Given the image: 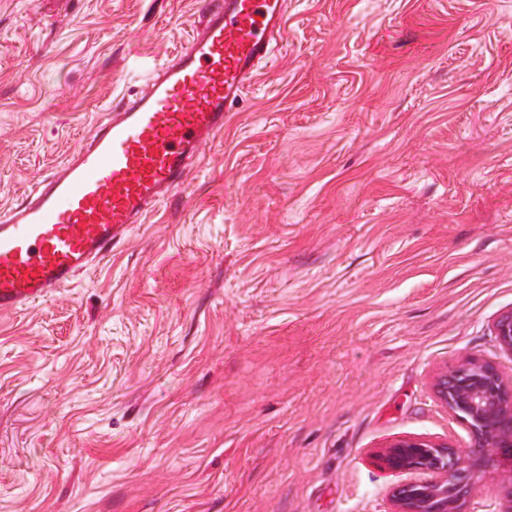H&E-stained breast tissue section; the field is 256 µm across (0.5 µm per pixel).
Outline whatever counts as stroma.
Segmentation results:
<instances>
[{"label":"stroma","instance_id":"stroma-1","mask_svg":"<svg viewBox=\"0 0 512 512\" xmlns=\"http://www.w3.org/2000/svg\"><path fill=\"white\" fill-rule=\"evenodd\" d=\"M197 0H0V209L176 51ZM184 186L0 313V512H392L434 376L512 378V0H288ZM499 346L512 355V310L501 313L493 323Z\"/></svg>","mask_w":512,"mask_h":512}]
</instances>
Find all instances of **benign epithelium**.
Wrapping results in <instances>:
<instances>
[{
  "label": "benign epithelium",
  "instance_id": "obj_1",
  "mask_svg": "<svg viewBox=\"0 0 512 512\" xmlns=\"http://www.w3.org/2000/svg\"><path fill=\"white\" fill-rule=\"evenodd\" d=\"M493 331L501 349L512 355V310L495 319ZM433 390L440 405L467 426L471 443L460 450L403 438L378 449L375 456L385 469L423 475L392 489L394 512H466L484 477L502 467L506 449H512V379L495 363L468 358L439 372Z\"/></svg>",
  "mask_w": 512,
  "mask_h": 512
}]
</instances>
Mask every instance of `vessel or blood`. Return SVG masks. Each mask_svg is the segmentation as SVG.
<instances>
[{
    "mask_svg": "<svg viewBox=\"0 0 512 512\" xmlns=\"http://www.w3.org/2000/svg\"><path fill=\"white\" fill-rule=\"evenodd\" d=\"M288 0H205L184 44L152 66L55 171L0 210V313L53 298L180 189L273 58Z\"/></svg>",
    "mask_w": 512,
    "mask_h": 512,
    "instance_id": "1",
    "label": "vessel or blood"
}]
</instances>
